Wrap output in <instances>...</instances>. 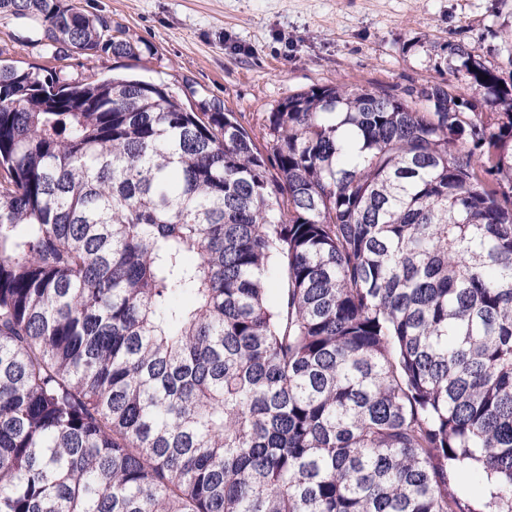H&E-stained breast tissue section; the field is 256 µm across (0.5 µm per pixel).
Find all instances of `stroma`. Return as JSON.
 <instances>
[{
  "mask_svg": "<svg viewBox=\"0 0 512 512\" xmlns=\"http://www.w3.org/2000/svg\"><path fill=\"white\" fill-rule=\"evenodd\" d=\"M111 21L147 54L49 59L23 20L0 13V63L59 71L91 82L115 73L173 88L192 86L256 124L290 95L315 85L398 91L447 83L459 98L484 91L455 70L448 43L475 48L512 81V0H68Z\"/></svg>",
  "mask_w": 512,
  "mask_h": 512,
  "instance_id": "1",
  "label": "stroma"
}]
</instances>
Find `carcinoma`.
Instances as JSON below:
<instances>
[{
	"label": "carcinoma",
	"mask_w": 512,
	"mask_h": 512,
	"mask_svg": "<svg viewBox=\"0 0 512 512\" xmlns=\"http://www.w3.org/2000/svg\"><path fill=\"white\" fill-rule=\"evenodd\" d=\"M448 53L488 111L314 85L260 143L164 83L0 64V512H512V84Z\"/></svg>",
	"instance_id": "carcinoma-1"
}]
</instances>
